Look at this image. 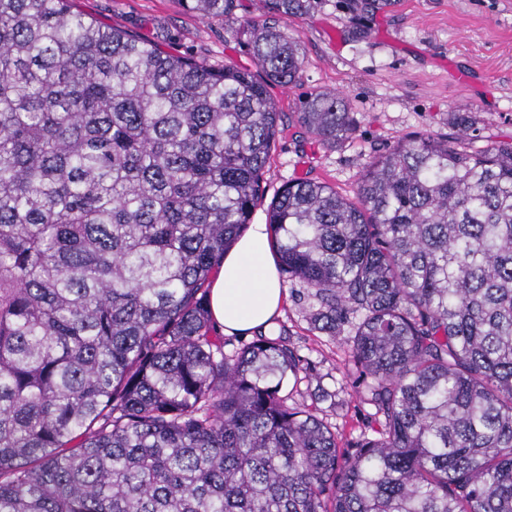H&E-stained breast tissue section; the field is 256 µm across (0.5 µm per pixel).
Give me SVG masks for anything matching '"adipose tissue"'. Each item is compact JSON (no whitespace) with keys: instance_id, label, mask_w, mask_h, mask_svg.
Returning <instances> with one entry per match:
<instances>
[{"instance_id":"1","label":"adipose tissue","mask_w":512,"mask_h":512,"mask_svg":"<svg viewBox=\"0 0 512 512\" xmlns=\"http://www.w3.org/2000/svg\"><path fill=\"white\" fill-rule=\"evenodd\" d=\"M283 296L270 227L262 222L250 225L226 252L211 282L212 318L228 335L265 330L279 316Z\"/></svg>"}]
</instances>
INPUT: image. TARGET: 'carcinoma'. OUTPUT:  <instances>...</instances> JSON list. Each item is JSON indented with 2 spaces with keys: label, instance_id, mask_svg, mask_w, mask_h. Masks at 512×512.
Masks as SVG:
<instances>
[{
  "label": "carcinoma",
  "instance_id": "carcinoma-1",
  "mask_svg": "<svg viewBox=\"0 0 512 512\" xmlns=\"http://www.w3.org/2000/svg\"><path fill=\"white\" fill-rule=\"evenodd\" d=\"M71 2L0 0V512H512V142L412 134L354 201L303 180L271 202L282 275L379 416L341 448L282 334L226 354L208 308L264 195L269 87L303 60L279 20L321 0L238 29L259 77ZM397 4L346 0L353 33ZM296 122L356 132L338 91Z\"/></svg>",
  "mask_w": 512,
  "mask_h": 512
}]
</instances>
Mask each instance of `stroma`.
Wrapping results in <instances>:
<instances>
[{
    "label": "stroma",
    "mask_w": 512,
    "mask_h": 512,
    "mask_svg": "<svg viewBox=\"0 0 512 512\" xmlns=\"http://www.w3.org/2000/svg\"><path fill=\"white\" fill-rule=\"evenodd\" d=\"M74 7L108 27H118L170 54L220 67L256 65L239 27L263 13L262 0H236L231 19L190 12L183 0H74ZM369 33L354 36L342 0H324L311 17L281 19L299 38L304 58L299 81L270 88L278 104V134L263 177L264 198L288 183L313 179L353 197L364 163L413 133L452 132L466 118L471 148L512 140V0H399L368 20ZM345 94L355 134L326 144L305 133L295 113L313 92ZM258 206L253 220L266 217ZM277 321L320 384L301 383L299 398L318 407L319 388L344 384V404L323 415L342 440L359 434L374 412L355 388L357 373L348 348L313 330L291 281Z\"/></svg>",
    "instance_id": "1"
}]
</instances>
